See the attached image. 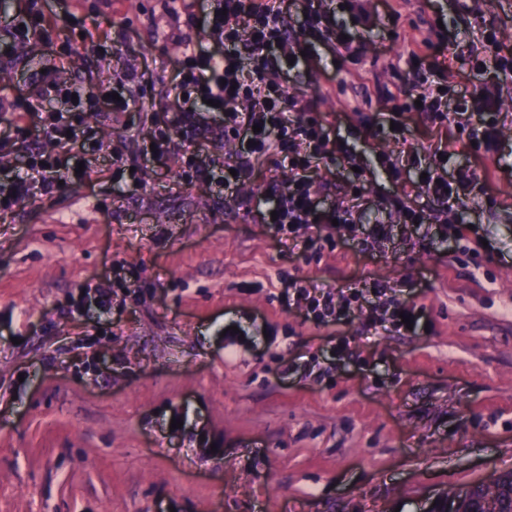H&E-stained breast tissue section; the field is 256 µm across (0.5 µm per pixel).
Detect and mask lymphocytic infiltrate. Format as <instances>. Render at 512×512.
Returning a JSON list of instances; mask_svg holds the SVG:
<instances>
[{"mask_svg":"<svg viewBox=\"0 0 512 512\" xmlns=\"http://www.w3.org/2000/svg\"><path fill=\"white\" fill-rule=\"evenodd\" d=\"M202 6L200 16H188V28L200 29L205 40L185 53L180 62V96L172 112V127L183 137L206 135L199 106L213 100L219 124L215 132L225 143L234 146L225 157L224 178H215L208 164L186 158L185 166L191 181L201 184L219 182L225 193L237 194L249 179L254 161L266 158L276 169L287 171V181L272 183L274 202L271 209L257 211L258 223H277L287 227L283 246L299 255L314 254L323 243L331 241L333 231L356 237L359 227L349 205L355 193H367L369 182L362 174H354L336 203L323 206L314 173L327 162L339 161L354 166L355 157L344 140L333 136L331 124L322 115L307 112L299 101L290 97L281 77L276 45L282 44L290 18L289 6H274L269 0H197ZM57 14L39 11L27 24L9 20L0 30V54L16 44L32 42L47 46L51 33L58 25ZM480 40L486 54H469L466 62L477 72L494 70L512 78V54L499 50V38L494 27H486ZM79 88L58 77L55 64L45 66L37 85L28 94V112L35 125L13 123L0 129V146L32 138L41 140L40 148L31 150L26 172L0 171V210H12L30 197L33 190L43 195L54 194L66 177L60 164L51 158L52 146L76 142L79 115L72 96ZM418 112L437 132L455 130L457 138L471 142L475 156L490 155L504 125L500 110L499 88L481 87L473 91L423 89L421 83H411L392 112L383 114L375 124L376 134L392 139L401 153L406 154L420 178L414 186L394 194L378 193L380 219L372 224V237L384 240L391 232L385 217L396 214L405 224L437 225L453 238H462V228L450 222L455 213L474 199L480 180L475 173H449L448 143L431 145L428 160H421L416 148L408 145L402 116ZM424 191L440 205L432 211L416 204L414 194ZM293 299L306 306L317 318H346L351 297L335 302L331 292L323 287L296 288Z\"/></svg>","mask_w":512,"mask_h":512,"instance_id":"lymphocytic-infiltrate-1","label":"lymphocytic infiltrate"}]
</instances>
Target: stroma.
<instances>
[{"label":"stroma","instance_id":"1","mask_svg":"<svg viewBox=\"0 0 512 512\" xmlns=\"http://www.w3.org/2000/svg\"><path fill=\"white\" fill-rule=\"evenodd\" d=\"M376 2L366 31L336 0H312L277 54L307 47L289 95L393 193L377 161L390 143L368 124L412 80L411 53L440 70L447 32L473 41L490 25L512 50V0ZM104 10L92 39L79 35L83 7L54 32L63 79L152 91L130 112L100 101L85 113L95 150L71 157L85 182L0 212V512H430L512 471V175L455 144L449 170L486 175L500 202L460 211L462 244L391 215L386 240L288 253L249 215L270 201L267 167L234 200L179 178L186 151L223 168L217 140L173 135L139 183L118 176L113 156L139 154L173 106L184 46L166 38V0ZM321 13L363 50L338 46ZM38 66L30 47L0 57V95L25 106ZM293 280L335 295L381 286L421 326L368 335L361 312L316 322L289 305Z\"/></svg>","mask_w":512,"mask_h":512}]
</instances>
